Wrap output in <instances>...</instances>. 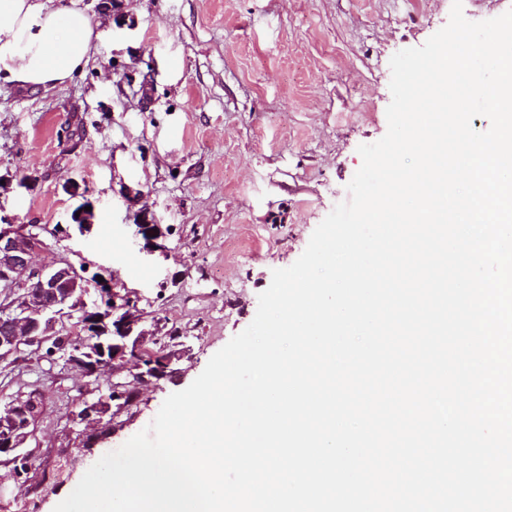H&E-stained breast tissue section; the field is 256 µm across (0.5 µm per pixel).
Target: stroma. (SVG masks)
<instances>
[{"label": "stroma", "instance_id": "stroma-1", "mask_svg": "<svg viewBox=\"0 0 512 512\" xmlns=\"http://www.w3.org/2000/svg\"><path fill=\"white\" fill-rule=\"evenodd\" d=\"M453 0H75L102 18L96 54L49 90L0 84V215L41 229L40 267L118 274L177 326L180 374L141 388L120 429L73 420L111 370L64 360L0 362V410L36 393L26 481L0 465V512H53L103 455L147 427L164 400L253 321L272 272L291 266L347 201L358 147L383 138L389 61L444 28ZM34 176L33 190L18 181ZM170 233L167 254L135 243L126 190ZM90 210V234L59 227Z\"/></svg>", "mask_w": 512, "mask_h": 512}]
</instances>
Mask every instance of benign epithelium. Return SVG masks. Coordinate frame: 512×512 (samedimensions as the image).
<instances>
[{"label": "benign epithelium", "instance_id": "1", "mask_svg": "<svg viewBox=\"0 0 512 512\" xmlns=\"http://www.w3.org/2000/svg\"><path fill=\"white\" fill-rule=\"evenodd\" d=\"M134 227L142 252H163L159 240L164 232L151 210L137 212ZM35 228V224L0 219V296H8L9 301L7 305L0 303V361L25 352L27 347L37 352L46 347L88 377L112 369V403L87 402L81 417L101 419L108 415L113 420L138 403L131 380L150 383L177 374L186 349L160 345L157 329L144 326L147 313L139 307V293L120 286L116 280L91 283L68 262L33 267V255L45 248ZM92 284L100 302L90 304L85 296ZM73 312L79 313L78 320L92 337L97 354L87 357L53 344L56 324ZM145 352L159 357L160 364L144 363ZM40 407L41 400L31 393L5 409L4 421L0 422V454L11 457L16 465L28 462V454L22 449L31 436L32 425L30 421L19 423L17 415Z\"/></svg>", "mask_w": 512, "mask_h": 512}]
</instances>
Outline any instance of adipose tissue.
Here are the masks:
<instances>
[{
    "label": "adipose tissue",
    "mask_w": 512,
    "mask_h": 512,
    "mask_svg": "<svg viewBox=\"0 0 512 512\" xmlns=\"http://www.w3.org/2000/svg\"><path fill=\"white\" fill-rule=\"evenodd\" d=\"M100 22L66 0H0V80L50 89L82 70Z\"/></svg>",
    "instance_id": "1"
}]
</instances>
